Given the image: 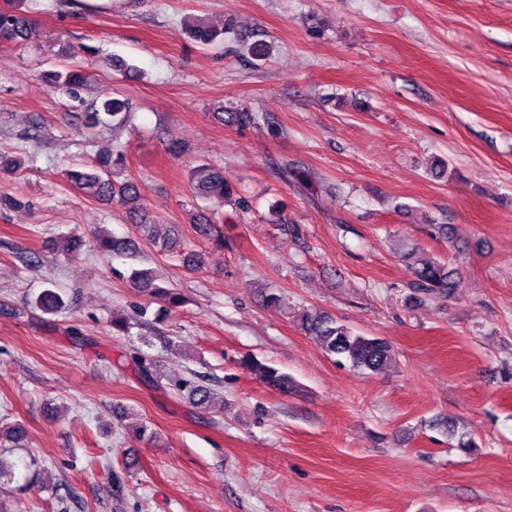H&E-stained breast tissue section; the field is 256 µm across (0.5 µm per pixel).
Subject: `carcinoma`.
<instances>
[{
	"label": "carcinoma",
	"mask_w": 512,
	"mask_h": 512,
	"mask_svg": "<svg viewBox=\"0 0 512 512\" xmlns=\"http://www.w3.org/2000/svg\"><path fill=\"white\" fill-rule=\"evenodd\" d=\"M26 0H7V6L0 7V41L22 43L33 38L37 22L23 9ZM189 35L201 45L207 46L224 34L234 33L230 25L221 31L210 27L187 26ZM247 54L255 61L263 62L272 56L274 45L258 39L245 46ZM86 86L81 65L64 66V71L56 73L55 88L67 94L76 102H83L81 91ZM130 118L127 101L102 95L100 101L79 113V120L88 129L103 125H112V129L125 126ZM211 118L230 128H245L259 123V113L245 104L226 107L219 105L211 112ZM125 151L119 143L112 151L98 154L88 160L72 164L66 172L68 180L87 196L98 200H114L126 210V220L132 224L131 234L116 237L110 232L101 231L93 237L95 249L112 256L137 259L142 257L147 246L163 255H172L182 267L189 271H198L206 265V255L202 252L187 251L182 242L179 226L172 224L161 234L157 230L146 208L138 203L139 193L134 182L117 180V171L122 169ZM190 185L196 198L205 205L192 212V224L198 235L211 239L215 249L224 248V236L218 224L224 222V204L234 197L233 187L224 180V171L210 164H200L190 171ZM400 260L407 267L411 277L412 299L419 300V295H431L446 298L459 286L455 271L448 269V264L427 259L420 249L407 243L400 250ZM134 285L151 299L165 305H178L182 298L170 286L155 282L151 273L141 270L135 273ZM35 308L47 314H55L66 307L62 295L51 289L42 290L32 301ZM301 328L315 337L325 354L343 358L352 367L381 372L394 361L392 345L379 336H365L354 332L348 326L338 322L332 316L321 311L312 310L303 313ZM240 366L265 385L281 393H288L294 384L288 374L247 354L239 361ZM179 391L187 393V398L197 407H206L212 398L209 387L185 381L178 385Z\"/></svg>",
	"instance_id": "carcinoma-1"
}]
</instances>
